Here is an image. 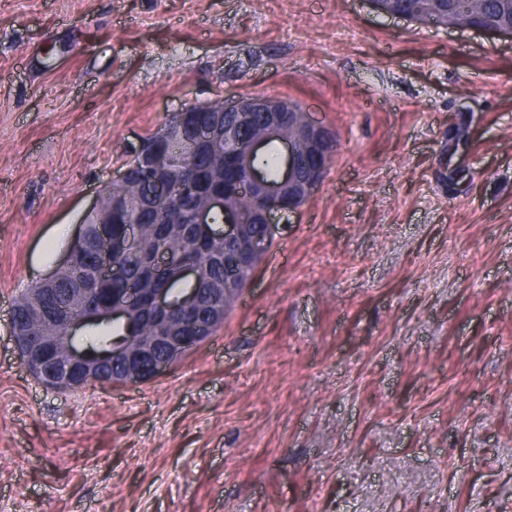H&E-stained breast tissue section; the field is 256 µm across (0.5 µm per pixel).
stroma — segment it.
Wrapping results in <instances>:
<instances>
[{
  "label": "stroma",
  "instance_id": "35a3bbf8",
  "mask_svg": "<svg viewBox=\"0 0 512 512\" xmlns=\"http://www.w3.org/2000/svg\"><path fill=\"white\" fill-rule=\"evenodd\" d=\"M278 95L336 138L215 336L41 386L12 309L127 151ZM0 512H512V38L368 0H0Z\"/></svg>",
  "mask_w": 512,
  "mask_h": 512
}]
</instances>
